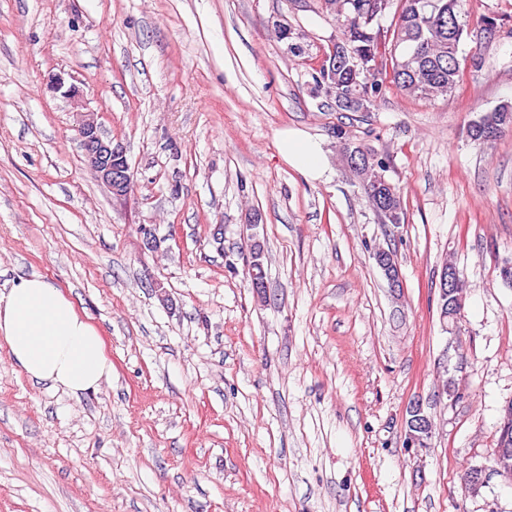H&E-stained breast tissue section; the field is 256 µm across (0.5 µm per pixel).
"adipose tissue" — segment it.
I'll return each mask as SVG.
<instances>
[{
	"label": "adipose tissue",
	"mask_w": 512,
	"mask_h": 512,
	"mask_svg": "<svg viewBox=\"0 0 512 512\" xmlns=\"http://www.w3.org/2000/svg\"><path fill=\"white\" fill-rule=\"evenodd\" d=\"M279 149L305 178L323 176L326 155L318 142L284 132ZM30 381L78 396L111 376L112 364L98 330L75 302L38 273L19 277L0 291V347Z\"/></svg>",
	"instance_id": "1"
}]
</instances>
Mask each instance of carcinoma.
Wrapping results in <instances>:
<instances>
[{
  "mask_svg": "<svg viewBox=\"0 0 512 512\" xmlns=\"http://www.w3.org/2000/svg\"><path fill=\"white\" fill-rule=\"evenodd\" d=\"M326 11L336 22V49L343 58L337 64L326 60L320 70L311 73L314 88L343 109L349 95L361 94L374 102L392 85L403 94L431 101L452 93L460 80L458 46L466 22L461 20L458 0H388L396 6V20L389 30L387 44L378 47L373 31L371 0H330ZM512 126V106L502 105L472 120L467 137L478 143L489 141L479 129L500 134ZM336 137L347 163L357 153L359 166L351 168L372 205H377L379 188L388 183L386 160L371 150L350 142L339 129ZM389 212H380L387 224L403 220L402 196L397 186L387 188ZM496 439L499 448H512V407L502 411Z\"/></svg>",
  "mask_w": 512,
  "mask_h": 512,
  "instance_id": "cac0c4a2",
  "label": "carcinoma"
}]
</instances>
